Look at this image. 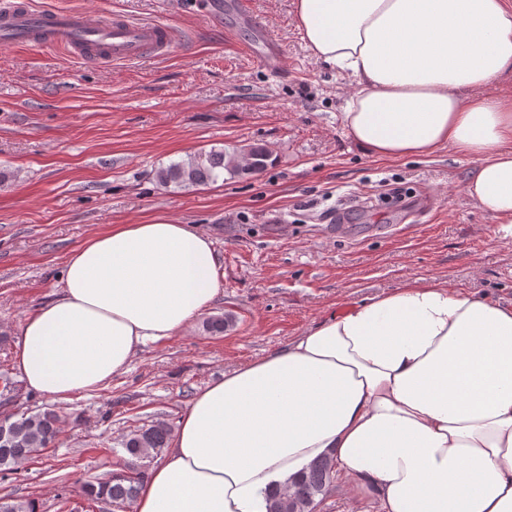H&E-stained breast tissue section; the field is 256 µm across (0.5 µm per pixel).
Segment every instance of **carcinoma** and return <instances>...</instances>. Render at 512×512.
<instances>
[{
    "mask_svg": "<svg viewBox=\"0 0 512 512\" xmlns=\"http://www.w3.org/2000/svg\"><path fill=\"white\" fill-rule=\"evenodd\" d=\"M269 154L262 146H251L243 152L212 150L189 157L183 162L173 163L157 172L158 181L167 186H197L216 181L221 173L250 177L268 166ZM233 327L230 315L207 318L203 331L211 335H222ZM12 425L17 438L12 443L0 442V474L13 470L19 458L31 459L52 447L60 433V418L50 410L21 415ZM170 426L163 420L137 428L123 440L124 450L135 458H149L167 447ZM334 471V463L328 458L311 462L302 476L285 491H275L270 497L268 512H315L316 498L327 493ZM145 474L136 469L113 473L107 479L88 481L81 487L82 496L88 503L102 501L130 503L136 498ZM0 512H38L33 499L0 500Z\"/></svg>",
    "mask_w": 512,
    "mask_h": 512,
    "instance_id": "obj_1",
    "label": "carcinoma"
}]
</instances>
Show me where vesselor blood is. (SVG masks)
Returning a JSON list of instances; mask_svg holds the SVG:
<instances>
[{
  "label": "vessel or blood",
  "instance_id": "1",
  "mask_svg": "<svg viewBox=\"0 0 512 512\" xmlns=\"http://www.w3.org/2000/svg\"><path fill=\"white\" fill-rule=\"evenodd\" d=\"M176 35L158 21L134 22L123 16L95 21L77 10H45L31 0H10L0 8V45L56 46L77 59L134 62L169 53Z\"/></svg>",
  "mask_w": 512,
  "mask_h": 512
}]
</instances>
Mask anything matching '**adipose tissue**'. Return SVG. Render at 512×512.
Here are the masks:
<instances>
[{
  "mask_svg": "<svg viewBox=\"0 0 512 512\" xmlns=\"http://www.w3.org/2000/svg\"><path fill=\"white\" fill-rule=\"evenodd\" d=\"M314 59L355 83L341 114L366 154L448 148L466 196L512 238V0H295ZM211 238L113 224L67 258L20 325L14 367L57 400L100 388L221 294ZM332 458L381 512H512V306L418 278L331 314L199 390L133 512H267Z\"/></svg>",
  "mask_w": 512,
  "mask_h": 512,
  "instance_id": "obj_1",
  "label": "adipose tissue"
}]
</instances>
